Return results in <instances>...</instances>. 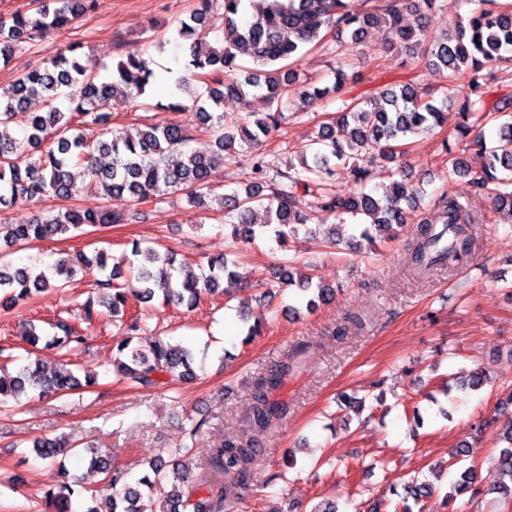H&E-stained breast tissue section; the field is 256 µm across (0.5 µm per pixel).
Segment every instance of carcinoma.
Here are the masks:
<instances>
[{
	"instance_id": "carcinoma-1",
	"label": "carcinoma",
	"mask_w": 512,
	"mask_h": 512,
	"mask_svg": "<svg viewBox=\"0 0 512 512\" xmlns=\"http://www.w3.org/2000/svg\"><path fill=\"white\" fill-rule=\"evenodd\" d=\"M248 2L250 19L242 23L239 15ZM369 6L358 12L346 0H223V21L214 17V0H196L189 16L179 21L175 35L185 48L187 69L203 79L206 94L196 93L185 78L175 82L170 102L156 103L165 113L144 123L114 132L108 128L90 135L88 127L107 123L106 115L96 112L97 103L118 94L135 99L154 83V71L139 50H128L112 67V79L101 81L79 61L75 51L79 43L69 46L68 53L52 57L0 86V211L13 207L20 199L51 197L67 200L78 176L90 179L102 203L96 206L70 204L46 217H34L21 224L0 226V241L5 246L22 247L32 242L50 240L67 234L88 235L106 224H129L139 218L138 205L151 198L181 193L189 205L207 206L209 177L216 166L229 158L249 157L252 182L244 191L218 196L220 209L229 217L233 241L253 242L265 228L282 244L300 230L308 228L311 210L334 216L338 228L330 229V244L338 245L336 234L346 227L359 237L373 241L371 231L379 234L401 225L406 217L404 205L419 203L424 197L421 187L405 176H396L388 164L397 158V150L408 139L445 125L448 112L457 110V150L448 153L453 173L468 179L470 191L443 193L433 207L423 211L418 236L405 255V261L421 273L451 268L460 256L471 250L473 237L469 227L486 224L489 216L479 208L485 194L492 195L495 209H512V97H501L487 105L493 95L495 79L487 68L512 61V0L496 9L492 0H468L472 5L466 22H460L440 35L433 34L426 19L435 12L437 0H368ZM34 12L0 14V58L6 60L21 47L50 31H61L73 21L95 10L97 0H32ZM421 18L410 24L406 14ZM370 27H381L394 50L425 61L426 67L466 81L460 89L444 93L441 100L418 85L403 84L384 88L370 96L350 97L347 74L336 69L332 86L309 88L298 83V63L304 49L321 43L332 35L336 45L354 47L363 41ZM247 50L252 66L238 62L237 51ZM261 93L275 111L246 120L233 128L224 125V98L234 97L242 103ZM328 96L342 102L341 109L319 123L314 138L297 151L299 165L273 169L266 156L253 152L260 137L268 136L283 119L284 110L295 100L313 103ZM192 101L199 125L193 129L168 117L185 108L184 98ZM68 101L67 110L58 106ZM510 111H504V108ZM498 122L496 140L487 146L484 137L471 136L472 128L488 119ZM24 124V135L9 133L16 121ZM346 131V142L336 138V128ZM211 138L208 150L191 149L189 144L200 136ZM475 151L485 155L478 170L465 165L461 155ZM386 169L391 181L382 196L366 192L372 171L361 164V156ZM274 176H269L270 170ZM341 178L350 184V192L339 196L327 190L328 182ZM122 198L127 207L116 212L104 203L108 198ZM310 198L307 204L302 200ZM129 260L137 287L129 289L118 283L122 272L115 267L106 271L105 254L93 257L84 253L58 259L51 270L14 267L0 264V307L11 310L33 295L48 288L61 290L78 273L92 268L104 273L95 282L97 300L83 306L84 316L98 315L99 305L121 321L116 350V369L123 377L143 388L165 383L184 382L193 375L192 352L179 343L162 339L145 352L133 345V335L141 330L136 318L128 321L129 301L148 303L160 291L166 302L192 305L203 293H215L227 281L238 285L235 272L229 270L227 253L208 261V270L197 272L185 262L176 263L172 253L161 254L153 248L132 242ZM280 282L297 286L308 311L312 312L334 296L333 289L313 286L311 279H297L287 270ZM224 289V288H222ZM224 295L234 296L229 289ZM84 337L71 331L54 336L46 346L68 349L79 345ZM314 344L299 343L254 385L252 403L246 418L245 436L229 437L212 450L210 472L242 483L250 475L261 437L283 422L290 404L275 398V393L302 373L310 362ZM85 382L62 371L47 372L39 359L17 369L14 376H0V404L7 397L27 391L41 396H63ZM506 441L497 466L509 477L503 486L505 499H512V419L508 421ZM35 453L53 460L75 449V442L65 436L34 442ZM190 448L183 444L175 449L173 460L160 458L151 463L152 475L129 483L114 467L105 448L89 450L85 457L89 468L102 476L101 487L77 490L69 473L62 475L56 488L46 492L55 512H142L138 502L143 492L158 497L161 512H224L223 486L214 479L194 485L190 474L182 469L181 458ZM187 486V490L167 489L169 481ZM474 480V471L464 470L452 483L451 501L466 494Z\"/></svg>"
}]
</instances>
